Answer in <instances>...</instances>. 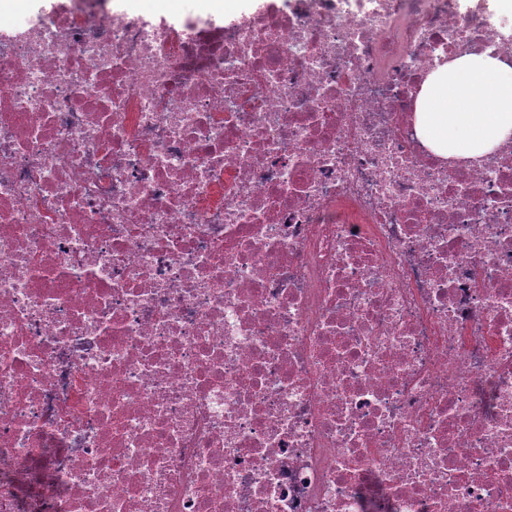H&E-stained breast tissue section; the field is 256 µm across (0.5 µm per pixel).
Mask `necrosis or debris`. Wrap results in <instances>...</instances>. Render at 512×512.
<instances>
[{
	"label": "necrosis or debris",
	"mask_w": 512,
	"mask_h": 512,
	"mask_svg": "<svg viewBox=\"0 0 512 512\" xmlns=\"http://www.w3.org/2000/svg\"><path fill=\"white\" fill-rule=\"evenodd\" d=\"M483 0L0 23V512H512V146ZM476 104L482 112H474ZM416 123L445 157H478L512 143V67L486 54H463L428 77Z\"/></svg>",
	"instance_id": "4bbe7bcc"
}]
</instances>
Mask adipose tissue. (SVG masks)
<instances>
[{
    "label": "adipose tissue",
    "instance_id": "1",
    "mask_svg": "<svg viewBox=\"0 0 512 512\" xmlns=\"http://www.w3.org/2000/svg\"><path fill=\"white\" fill-rule=\"evenodd\" d=\"M416 123L445 157H478L512 143V67L484 54H463L428 77Z\"/></svg>",
    "mask_w": 512,
    "mask_h": 512
}]
</instances>
